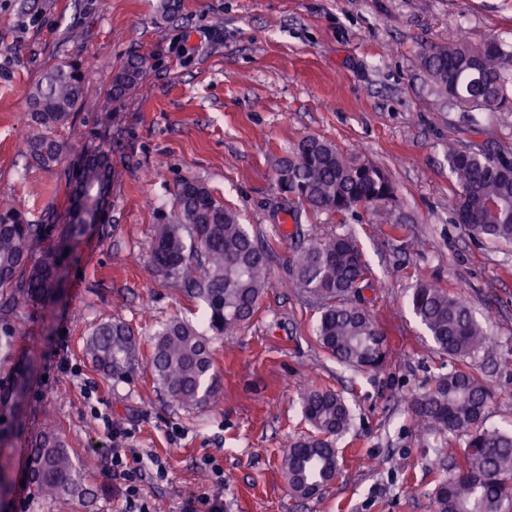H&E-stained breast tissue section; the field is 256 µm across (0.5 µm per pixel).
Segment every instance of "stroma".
Here are the masks:
<instances>
[{
	"label": "stroma",
	"mask_w": 512,
	"mask_h": 512,
	"mask_svg": "<svg viewBox=\"0 0 512 512\" xmlns=\"http://www.w3.org/2000/svg\"><path fill=\"white\" fill-rule=\"evenodd\" d=\"M0 0V207L31 215L56 194L85 145L112 153L120 179L105 223L87 228L61 264L64 292L18 308L17 357L30 365L23 398L0 367V469L13 485L8 512H123L126 482L110 449L128 461L146 512H184L220 498L224 512H435L433 490L465 448L417 430L411 404L434 375L458 368L437 352L412 314L417 283L465 291L488 334L470 358L496 395L490 427L512 426V244L475 238L448 209L449 145L512 153V97L499 108L464 107L431 82L420 55L458 37L512 43V0ZM186 51H178V43ZM134 52L152 56L144 84L111 111L112 76ZM86 70L83 104L61 137L63 163L28 166L18 146L33 128L26 94L48 65ZM359 152L391 177L397 200L339 217L314 215L308 239L352 234L373 270L368 307L389 355L359 372L320 347L321 308L288 281L291 229L278 213L277 157L306 136ZM204 182L271 245L270 288L251 322L210 337L217 390L185 407L154 383L147 365L125 380L94 371L82 340L100 321L131 324L140 339L172 318L206 330L205 308L157 276L150 263L158 214H172L179 179ZM329 389L351 410L336 442L340 469L307 498L292 497L280 470L291 444L312 433L304 387ZM61 432L83 461L75 495L47 500L26 484L28 445ZM166 466L159 477L151 457Z\"/></svg>",
	"instance_id": "1"
}]
</instances>
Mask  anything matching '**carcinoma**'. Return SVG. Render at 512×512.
Here are the masks:
<instances>
[{"mask_svg":"<svg viewBox=\"0 0 512 512\" xmlns=\"http://www.w3.org/2000/svg\"><path fill=\"white\" fill-rule=\"evenodd\" d=\"M151 56L133 53L113 75L103 108L121 102L142 86ZM421 65L448 98L485 109L507 100L512 85V45L490 37L479 46L464 41L432 45L421 54ZM85 72L78 65L54 64L27 94L36 131L23 153L38 168L61 162L66 150L58 131L70 124L83 103ZM71 176L58 202L27 217L0 208V361H14L17 349V309L54 297L59 290L60 258L83 235V207L107 208V197L118 172L103 145L85 148L71 162ZM448 168L454 180L453 214L477 237L512 243V162L494 161L483 152L448 147ZM274 181L288 206L297 198L306 213L344 216L359 206L394 201V186L386 172L358 154H343L336 145L315 136L302 138L293 151L276 160ZM500 203L494 215L483 214L487 201ZM175 219L154 225L151 252L154 270L186 295L202 302L209 328L229 335L249 322L261 295L270 285L269 245L251 236L238 214L225 207L200 180L183 178L176 186ZM294 214L287 233L297 247L288 259V274L296 286L322 305L317 341L338 361L361 371L383 366L388 342L383 329L365 306V289L372 287V270L358 241L350 234L327 240L305 239L301 215ZM57 224L61 233L39 257L35 245L49 237ZM409 307L438 349L462 361L485 348L487 333L459 296L432 283L414 289ZM147 365L153 379L175 401L206 405L216 390L208 339L189 323L173 319L151 337ZM93 367L122 379L142 359L141 340L124 321L97 324L83 340ZM492 398L490 385L465 369L435 377L413 401L424 432L443 440L466 437L464 452L448 466L435 488L437 512H503L512 506V431L485 426ZM302 412L314 432L293 442L281 461L292 496L308 497L333 478L338 460L335 440L348 428L351 414L343 398L331 390L306 389ZM78 469L55 431L40 435L32 445L28 481L43 497L60 498L76 488Z\"/></svg>","mask_w":512,"mask_h":512,"instance_id":"cac0c4a2","label":"carcinoma"}]
</instances>
